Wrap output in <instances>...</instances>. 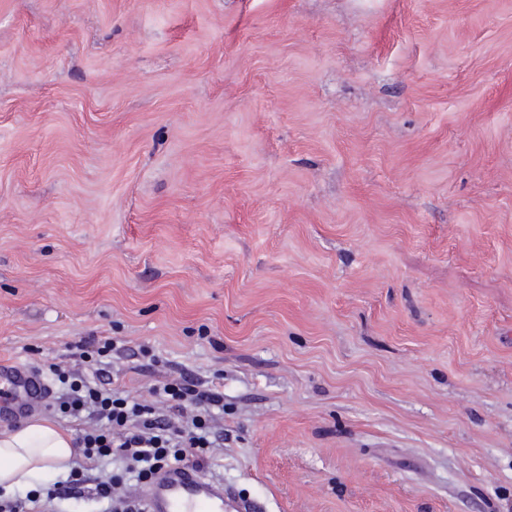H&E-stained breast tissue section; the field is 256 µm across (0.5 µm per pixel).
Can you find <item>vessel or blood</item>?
I'll return each instance as SVG.
<instances>
[{
    "mask_svg": "<svg viewBox=\"0 0 512 512\" xmlns=\"http://www.w3.org/2000/svg\"><path fill=\"white\" fill-rule=\"evenodd\" d=\"M0 417L18 419L46 407L48 387L37 372L0 364ZM141 495L147 512H246L244 503L229 497L223 483L207 479L193 468L173 466L154 475Z\"/></svg>",
    "mask_w": 512,
    "mask_h": 512,
    "instance_id": "b4317fda",
    "label": "vessel or blood"
}]
</instances>
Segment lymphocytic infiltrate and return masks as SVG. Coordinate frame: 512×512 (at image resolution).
<instances>
[{
    "label": "lymphocytic infiltrate",
    "instance_id": "lymphocytic-infiltrate-1",
    "mask_svg": "<svg viewBox=\"0 0 512 512\" xmlns=\"http://www.w3.org/2000/svg\"><path fill=\"white\" fill-rule=\"evenodd\" d=\"M52 371L65 390L51 407L81 422L78 446L85 463L72 468L67 480L31 491L26 498L0 499V512H50L54 501L89 488L106 502L105 512H145L129 492V481L147 482L173 465L203 469L224 447V393L203 387L189 370L153 385L144 398L89 378L78 366L56 365ZM104 459L120 461L121 470L90 476L89 466Z\"/></svg>",
    "mask_w": 512,
    "mask_h": 512
}]
</instances>
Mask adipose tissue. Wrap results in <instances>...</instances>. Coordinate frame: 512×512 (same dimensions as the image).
<instances>
[{
  "label": "adipose tissue",
  "mask_w": 512,
  "mask_h": 512,
  "mask_svg": "<svg viewBox=\"0 0 512 512\" xmlns=\"http://www.w3.org/2000/svg\"><path fill=\"white\" fill-rule=\"evenodd\" d=\"M76 453L73 432L47 418L0 429V493L33 487L51 472H67Z\"/></svg>",
  "instance_id": "1"
}]
</instances>
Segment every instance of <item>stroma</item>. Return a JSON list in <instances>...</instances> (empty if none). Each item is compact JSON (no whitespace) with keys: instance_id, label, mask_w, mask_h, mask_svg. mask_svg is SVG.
Returning a JSON list of instances; mask_svg holds the SVG:
<instances>
[{"instance_id":"obj_1","label":"stroma","mask_w":512,"mask_h":512,"mask_svg":"<svg viewBox=\"0 0 512 512\" xmlns=\"http://www.w3.org/2000/svg\"><path fill=\"white\" fill-rule=\"evenodd\" d=\"M92 336L255 512H512V0H0V362Z\"/></svg>"}]
</instances>
